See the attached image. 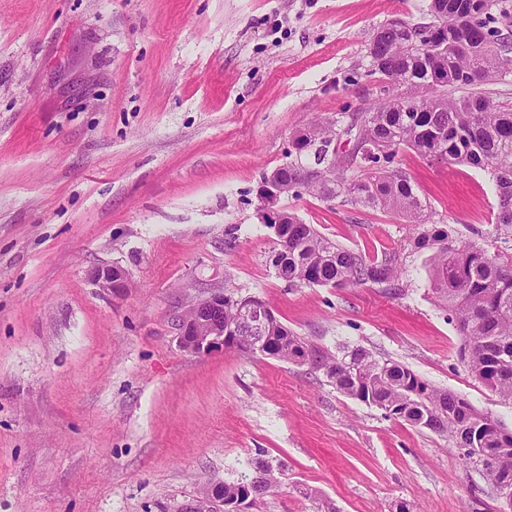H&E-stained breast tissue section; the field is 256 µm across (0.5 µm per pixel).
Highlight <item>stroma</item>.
<instances>
[{
  "instance_id": "stroma-1",
  "label": "stroma",
  "mask_w": 512,
  "mask_h": 512,
  "mask_svg": "<svg viewBox=\"0 0 512 512\" xmlns=\"http://www.w3.org/2000/svg\"><path fill=\"white\" fill-rule=\"evenodd\" d=\"M431 0H0V512H182L251 461L282 487L246 512H492L451 442L322 371L183 351L175 318L214 291L264 301L312 344L408 365L512 432L476 381L428 251L404 219L309 194L284 209L389 284L288 287L269 265L263 174L312 121L381 96L368 47ZM431 219L512 255L488 172L399 151ZM117 266L115 295L91 272Z\"/></svg>"
}]
</instances>
